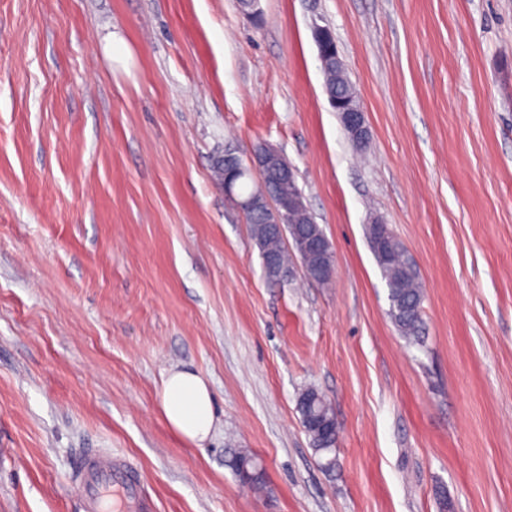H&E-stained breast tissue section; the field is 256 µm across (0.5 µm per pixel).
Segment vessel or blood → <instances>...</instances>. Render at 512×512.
<instances>
[{
	"label": "vessel or blood",
	"mask_w": 512,
	"mask_h": 512,
	"mask_svg": "<svg viewBox=\"0 0 512 512\" xmlns=\"http://www.w3.org/2000/svg\"><path fill=\"white\" fill-rule=\"evenodd\" d=\"M74 486L87 512H113V499H120L123 512H148L138 474L125 461L90 450L77 463Z\"/></svg>",
	"instance_id": "vessel-or-blood-1"
}]
</instances>
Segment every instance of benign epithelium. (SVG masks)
Listing matches in <instances>:
<instances>
[{"mask_svg":"<svg viewBox=\"0 0 512 512\" xmlns=\"http://www.w3.org/2000/svg\"><path fill=\"white\" fill-rule=\"evenodd\" d=\"M314 38L322 69L327 72L334 67L338 71H345L339 53L330 51V48L336 46L332 32L324 26L317 25L314 27ZM326 93L330 106L339 112L342 126L349 134L354 146L359 149L368 146L371 132L361 104L352 97L345 100L339 98L336 89L330 85L326 86ZM224 162L229 166L224 173V194H232L234 181L242 175L249 174L257 181L259 195L238 202V208L242 213L258 208L266 215L267 223L289 224L292 222L293 213L302 210L299 196L286 197L270 189L273 183L291 184L295 178V168L273 146L260 145L246 164L239 160L234 150L226 148ZM294 244L300 253L316 254L322 258V264L313 269V276L326 282L333 279L335 261L328 259L332 246L325 235L315 233L299 236L294 240Z\"/></svg>","mask_w":512,"mask_h":512,"instance_id":"7a95c632","label":"benign epithelium"}]
</instances>
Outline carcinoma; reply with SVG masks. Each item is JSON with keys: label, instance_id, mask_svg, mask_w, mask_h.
Returning <instances> with one entry per match:
<instances>
[{"label": "carcinoma", "instance_id": "1", "mask_svg": "<svg viewBox=\"0 0 512 512\" xmlns=\"http://www.w3.org/2000/svg\"><path fill=\"white\" fill-rule=\"evenodd\" d=\"M245 220L261 256H275L278 265L285 271L288 270V255L284 248V237L288 235L294 239L307 231H321L317 224H285L280 230L275 224L262 223L261 216L256 211L245 216ZM370 233L369 246L388 288L390 319L407 342L420 346L423 289L417 268L408 257L404 245L394 236L383 239L375 229L370 230ZM298 409L302 426L310 437L314 450L322 453L335 450L332 437L308 424L311 418L332 420V411L325 396L315 389H308L299 397ZM249 457L248 453L240 454L236 470L242 479L258 486L261 484V477L250 473L253 463Z\"/></svg>", "mask_w": 512, "mask_h": 512}]
</instances>
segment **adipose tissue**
<instances>
[{"mask_svg":"<svg viewBox=\"0 0 512 512\" xmlns=\"http://www.w3.org/2000/svg\"><path fill=\"white\" fill-rule=\"evenodd\" d=\"M159 408L167 426L184 441L199 445L212 433L215 399L197 373L170 371L162 381Z\"/></svg>","mask_w":512,"mask_h":512,"instance_id":"ef3b65f1","label":"adipose tissue"}]
</instances>
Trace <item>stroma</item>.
I'll return each instance as SVG.
<instances>
[{
	"instance_id": "obj_1",
	"label": "stroma",
	"mask_w": 512,
	"mask_h": 512,
	"mask_svg": "<svg viewBox=\"0 0 512 512\" xmlns=\"http://www.w3.org/2000/svg\"><path fill=\"white\" fill-rule=\"evenodd\" d=\"M262 142L333 245L329 286H270L212 177ZM375 215L422 279L423 348L388 315ZM176 368L216 398L199 447L159 409ZM87 448L134 464L154 512H512V0H0V512H84ZM314 38L318 48V56L322 65V69L327 72L332 67H336V72L341 71L345 74L344 64L339 56L335 38L332 32L320 25L314 27ZM335 48V53L330 52V48ZM326 86V93L330 106L339 112L342 126L348 133L354 146L361 150L365 149L370 143L371 132L366 121V113L361 103H356L354 97H349L353 93H358L353 85L341 82L337 85L338 91L330 85ZM337 93L342 97H349L346 100L340 99ZM363 148V149H362ZM298 409L302 426L310 437L314 450L322 453L327 451L335 452L336 444H333L332 436L326 435L307 423L311 418H319L326 421L332 420V411L325 396L315 389H308L299 397Z\"/></svg>"
}]
</instances>
